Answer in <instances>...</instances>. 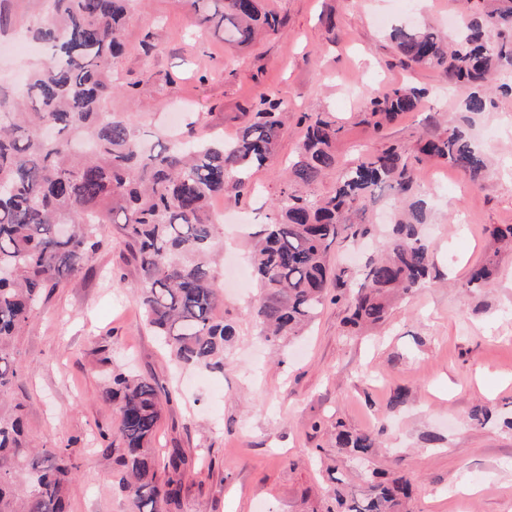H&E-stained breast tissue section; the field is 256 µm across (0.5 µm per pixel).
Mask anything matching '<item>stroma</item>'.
<instances>
[{
    "label": "stroma",
    "mask_w": 512,
    "mask_h": 512,
    "mask_svg": "<svg viewBox=\"0 0 512 512\" xmlns=\"http://www.w3.org/2000/svg\"><path fill=\"white\" fill-rule=\"evenodd\" d=\"M283 27L238 49L214 26L195 27L184 0H135L116 61L115 114L136 113L144 135L162 126L233 139L254 103L281 100V159L294 154L305 112H327L343 128L340 163L384 142L415 150L426 134L457 125L463 96L444 71L401 66L390 27L420 21L446 32L459 22V0H264ZM51 13L50 0H0V88L20 97L24 75L47 48L15 56L11 43ZM152 38L157 49L145 53ZM428 91L417 110L374 134L365 121L371 98L391 88ZM141 111H134L133 101ZM492 111L471 117L470 131L495 166L482 185L444 162L417 166L415 181L430 206L425 237L439 278L396 301L386 321L365 335L349 333L344 304H326L305 336L273 348L259 335L256 280L240 284L254 232L268 224L279 195L278 173L256 170L253 195L215 198L212 209L224 249V319L238 331L224 352L223 370L200 376L174 370L149 328L135 293L140 273L120 225L103 227L104 246L87 268L57 288L15 339L23 372L16 386L26 403L27 439L34 448H65L79 465L69 488L71 512H130L117 469L97 438L112 432L117 414L99 397L111 369L128 366L172 393L158 429L159 454L183 449L189 460L180 512H326L337 478L361 469L337 453L329 430L343 421L372 432V468L412 479L409 512H512V252L491 235L512 224V93L497 94ZM340 242L331 260L361 282L366 261L388 239ZM494 259L487 288L468 286L474 265ZM408 401L391 407L396 389ZM488 406L490 419L470 420Z\"/></svg>",
    "instance_id": "obj_1"
}]
</instances>
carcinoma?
<instances>
[{"label": "carcinoma", "instance_id": "obj_1", "mask_svg": "<svg viewBox=\"0 0 512 512\" xmlns=\"http://www.w3.org/2000/svg\"><path fill=\"white\" fill-rule=\"evenodd\" d=\"M132 0H52L51 17L32 37L50 46L51 64L27 78L20 101L0 95V512H69L68 490L77 466L65 448H31L24 405L14 397L19 379L15 337L48 288L79 274L103 245L101 225H122L125 244L140 269L135 291L148 325L169 347L175 363L198 370L224 368V348L235 327L216 316L224 305L221 272L212 259L217 225L211 201L242 199L255 191L248 172L274 169L282 122L281 103L262 99L250 123L231 142L164 138L146 148L131 117L119 118L107 99L123 87L112 66ZM464 18L453 39L428 28L396 26L389 32L406 67H433L467 88L462 123L424 140L411 156L390 145L363 156L337 177L333 193L307 188L336 173L342 127L329 113L305 117V133L288 163L274 217L254 246L252 270L260 286L255 319L273 345L302 335L330 295V285L349 298L346 323L356 331L384 321L391 298L414 294L435 273L420 226L426 202L416 197L414 166L443 159L473 183L487 159L468 132L467 114L495 106L486 91L491 75L512 67V0ZM199 25L217 23L224 41L251 44L278 30L279 18L262 0H186ZM498 30L499 40L488 32ZM426 91L401 86L371 99L373 131L417 109ZM393 199L392 236L371 260L364 282L351 289L329 252L339 239L353 242L371 228L350 215L364 211L383 192ZM496 265L472 269L468 285L491 284ZM115 405L112 434H100L120 474L131 512H171L180 507L188 458L172 448L159 461L153 448L168 391L152 377L123 370L101 389ZM336 448L369 460L370 432L334 426ZM367 491L336 492L327 512H406L412 484L403 476L364 471Z\"/></svg>", "mask_w": 512, "mask_h": 512}]
</instances>
